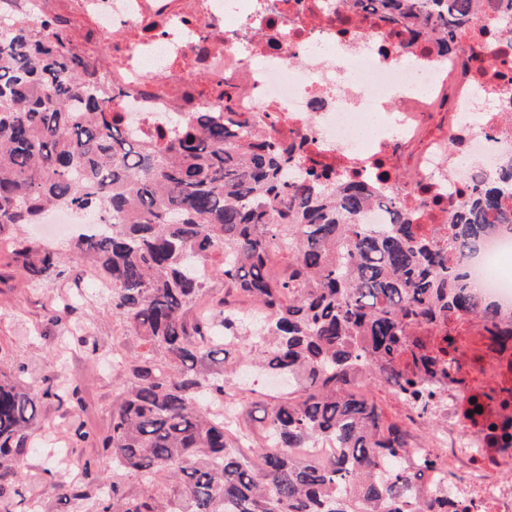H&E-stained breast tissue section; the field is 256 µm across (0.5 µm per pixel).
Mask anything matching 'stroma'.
<instances>
[{
  "instance_id": "obj_1",
  "label": "stroma",
  "mask_w": 512,
  "mask_h": 512,
  "mask_svg": "<svg viewBox=\"0 0 512 512\" xmlns=\"http://www.w3.org/2000/svg\"><path fill=\"white\" fill-rule=\"evenodd\" d=\"M55 246L68 257V275L43 286L27 283L11 265L7 248L0 247V366L13 371L25 367L19 381L35 394L46 375L55 386L80 384L82 403L75 406L65 399L41 400L39 423L33 433L34 450L16 466L14 492L0 501V512H28L30 483L34 476L54 466L52 450L56 447L67 454L94 457L103 480L117 482L126 493L137 495L143 490L136 474L113 470L111 459L101 449L82 442L76 428L84 426L100 437L110 432L112 412L133 382L129 367L145 346L130 334L120 317L113 315L109 295L96 293V277L89 266L70 257V236L59 237ZM78 288L88 299L72 320L87 342L65 345L59 340V327L49 322L50 301ZM451 334L462 366L461 400L512 386V371L504 369L495 375L485 371L490 358L488 341L476 326L456 324ZM262 358L261 349L241 342L229 346L226 352L229 370L224 374V385L239 410L240 427L254 433L252 440L240 448L248 457L264 446L261 432L265 407L288 390L286 377L257 369ZM371 395L385 420L409 424L413 445L428 447L431 426L410 423L408 411L384 386L372 385Z\"/></svg>"
}]
</instances>
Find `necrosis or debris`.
Instances as JSON below:
<instances>
[{"instance_id": "obj_1", "label": "necrosis or debris", "mask_w": 512, "mask_h": 512, "mask_svg": "<svg viewBox=\"0 0 512 512\" xmlns=\"http://www.w3.org/2000/svg\"><path fill=\"white\" fill-rule=\"evenodd\" d=\"M96 36L108 54L104 91H123L124 130L149 144L178 134L177 111L205 108L292 146L291 167H317L332 180L369 188L364 224H388L393 206L441 227L431 208L512 162V13L483 0L477 26L495 32L498 67L477 71L475 42L387 38V23L349 0H24L23 14L46 19L57 2ZM448 122L427 134L432 113ZM469 276L496 306L512 308V236L487 240ZM437 413L454 440L453 456L426 472V485L449 488L462 512H512V487L488 478L512 460L484 452L485 440L456 422L454 403Z\"/></svg>"}]
</instances>
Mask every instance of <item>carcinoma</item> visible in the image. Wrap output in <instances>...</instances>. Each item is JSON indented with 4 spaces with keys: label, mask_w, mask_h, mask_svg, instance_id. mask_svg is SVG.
<instances>
[{
    "label": "carcinoma",
    "mask_w": 512,
    "mask_h": 512,
    "mask_svg": "<svg viewBox=\"0 0 512 512\" xmlns=\"http://www.w3.org/2000/svg\"><path fill=\"white\" fill-rule=\"evenodd\" d=\"M383 16L391 33L455 40L478 15L479 0H357ZM90 33L59 9L43 25L0 16V243L30 284L65 275L56 249L35 247L15 229L64 206L104 212L108 222L80 232L71 251L112 285V313L149 350L132 366L134 384L112 413V434L94 444L146 490L130 496L106 485L95 460L75 464L82 487L99 492L90 512H158L155 482L168 474L179 493L168 512H448V492L419 484L438 457L392 466L409 432L383 423L368 397L347 390L354 375L389 388L428 419L443 386L460 383L448 323L480 324L501 351L512 350V312L503 314L472 286L467 259L505 224L512 169L473 186L448 205L446 233L394 208L390 224L356 220L370 203L359 183L326 185L288 167L286 147L256 143L205 112H181V136L146 148L118 127L121 93L100 90ZM288 248V276L269 267ZM220 258L228 289L267 313L253 347L265 367L298 378L266 413L265 448L250 460L230 440L213 405L228 402L224 378L206 376L239 340L244 323L221 299L211 316L189 319L207 281L199 266ZM38 396L0 371V495L30 448ZM512 411V388L483 394ZM502 453L512 452V416L486 421ZM338 450L319 466L303 449Z\"/></svg>",
    "instance_id": "obj_1"
}]
</instances>
